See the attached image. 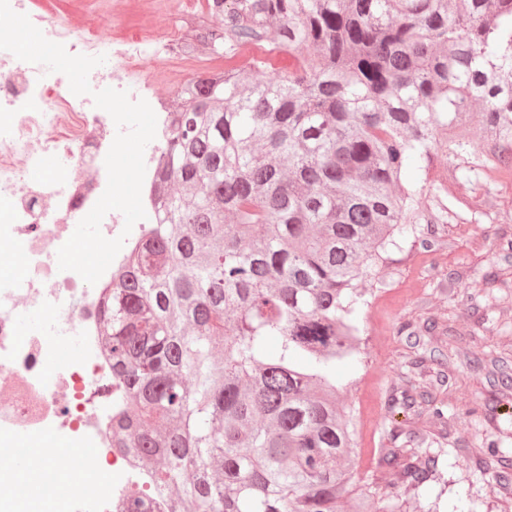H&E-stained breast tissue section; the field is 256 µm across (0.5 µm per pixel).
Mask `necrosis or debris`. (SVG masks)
<instances>
[{
    "mask_svg": "<svg viewBox=\"0 0 512 512\" xmlns=\"http://www.w3.org/2000/svg\"><path fill=\"white\" fill-rule=\"evenodd\" d=\"M31 0H9L15 12L29 15L44 36L73 55L105 56L89 75L93 91L107 87L141 97V60L147 55L180 56L183 27L163 40L129 39L106 43L76 35L69 22H46L33 14ZM117 129L89 95H75L58 72L18 60L0 50V246L9 257L10 275L0 276V449L14 451V433L26 434L34 450L33 469L53 468L67 449L70 485L29 512H129L128 498L145 485L146 473L133 449L112 445V362L100 336L103 308L112 293V275L95 284L58 267L57 251L71 237L75 218L86 216L107 186L105 156ZM64 154L62 172L47 163ZM163 150L145 153L141 199L145 219L124 233V217L108 212L101 232L124 237L114 258L120 267L155 220L161 199L156 189ZM41 312L50 329L33 336L18 333V316ZM75 328L82 338L79 356L63 355L59 329Z\"/></svg>",
    "mask_w": 512,
    "mask_h": 512,
    "instance_id": "4bbe7bcc",
    "label": "necrosis or debris"
}]
</instances>
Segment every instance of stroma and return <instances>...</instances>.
<instances>
[{"mask_svg": "<svg viewBox=\"0 0 512 512\" xmlns=\"http://www.w3.org/2000/svg\"><path fill=\"white\" fill-rule=\"evenodd\" d=\"M197 2L153 9L145 0H35L46 16H68L76 33L103 40L161 37ZM451 192L467 198L468 208L448 223L422 225L428 247L401 241L368 282L365 364L345 394L357 438L354 473L364 483L395 485L405 512L431 501L449 512L459 497L474 512H512V402L495 378L498 368L512 369V253L493 247L512 239V182ZM404 323L413 335L398 334ZM476 358L482 367L473 366ZM414 383L448 409L443 424L425 413L404 419L415 455L439 459V478L425 491L399 481L406 455L384 458L399 418L390 394Z\"/></svg>", "mask_w": 512, "mask_h": 512, "instance_id": "stroma-1", "label": "stroma"}]
</instances>
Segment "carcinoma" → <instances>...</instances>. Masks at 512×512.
<instances>
[{
    "label": "carcinoma",
    "instance_id": "carcinoma-1",
    "mask_svg": "<svg viewBox=\"0 0 512 512\" xmlns=\"http://www.w3.org/2000/svg\"><path fill=\"white\" fill-rule=\"evenodd\" d=\"M209 2L181 50L259 49L273 76L229 65L177 93L159 213L112 278V444L150 474L130 512H403L354 480L339 370L363 364L359 285L396 238L448 223L435 156L458 184L512 180V0Z\"/></svg>",
    "mask_w": 512,
    "mask_h": 512
}]
</instances>
